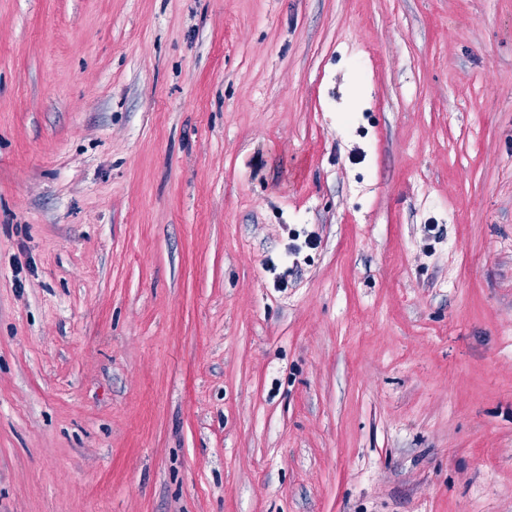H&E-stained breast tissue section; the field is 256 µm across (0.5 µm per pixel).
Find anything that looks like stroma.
<instances>
[{
	"label": "stroma",
	"mask_w": 512,
	"mask_h": 512,
	"mask_svg": "<svg viewBox=\"0 0 512 512\" xmlns=\"http://www.w3.org/2000/svg\"><path fill=\"white\" fill-rule=\"evenodd\" d=\"M0 512H512V0H0Z\"/></svg>",
	"instance_id": "stroma-1"
}]
</instances>
